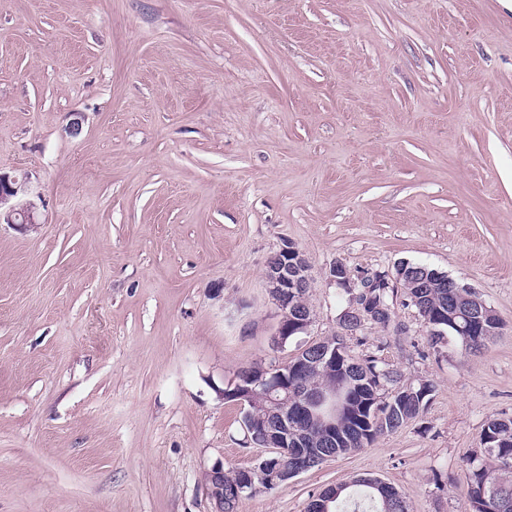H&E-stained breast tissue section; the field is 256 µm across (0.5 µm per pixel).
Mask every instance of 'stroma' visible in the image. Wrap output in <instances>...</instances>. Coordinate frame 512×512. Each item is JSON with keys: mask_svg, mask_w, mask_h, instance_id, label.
<instances>
[{"mask_svg": "<svg viewBox=\"0 0 512 512\" xmlns=\"http://www.w3.org/2000/svg\"><path fill=\"white\" fill-rule=\"evenodd\" d=\"M0 171L41 214L0 224V512H212L207 471L257 462L237 372L340 332L333 266L402 261L503 328L433 347L397 294L348 343L431 382L424 413L241 512L359 477L469 512L512 418V0H0ZM287 244L314 322L279 347Z\"/></svg>", "mask_w": 512, "mask_h": 512, "instance_id": "35a3bbf8", "label": "stroma"}]
</instances>
